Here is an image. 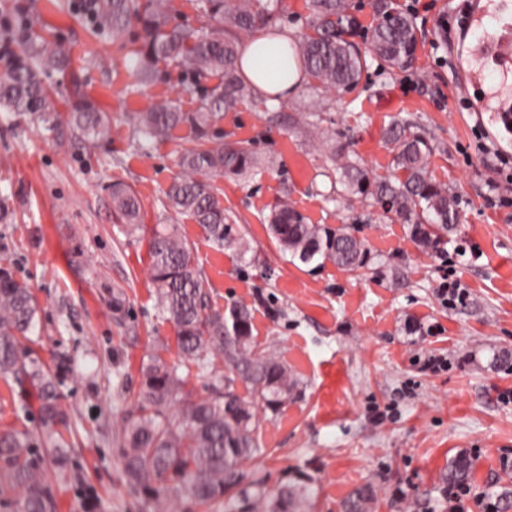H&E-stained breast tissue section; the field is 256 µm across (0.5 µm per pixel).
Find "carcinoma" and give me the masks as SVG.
Returning <instances> with one entry per match:
<instances>
[{"label": "carcinoma", "mask_w": 512, "mask_h": 512, "mask_svg": "<svg viewBox=\"0 0 512 512\" xmlns=\"http://www.w3.org/2000/svg\"><path fill=\"white\" fill-rule=\"evenodd\" d=\"M307 7L310 33L298 44L297 55L317 94L324 97L355 87L370 68V58L391 71L413 66L418 50L415 23L392 0H373L376 25L364 47L352 40L359 24L350 0H308ZM88 10L98 35H119L131 21L137 22L143 68L135 77L145 79L151 75V64L168 61L195 83L208 74L217 78L215 85L201 88L200 104L192 111L167 100L154 103L140 114L138 131L145 140L166 139L181 127L193 132L195 146L180 156V173L164 192L165 207L199 224L215 249L245 255L250 244L236 225L228 223L212 181L224 175H250L262 161L249 144L224 141L214 125L219 113L234 111L245 101L265 104L238 73L237 46L241 37L272 24L281 10L280 0H197L202 25L195 30L170 23L167 0H95ZM67 67L65 48L56 37L33 36L23 27L14 30L0 46V108L55 126L58 99L45 77ZM68 104L69 123L81 143L100 146L110 141L108 116L76 82ZM386 140L401 172L392 179L370 177L346 146L330 148L328 170L341 186L337 195L381 204L409 226L410 238L420 248L437 251L458 226L457 196L430 175L428 160L434 146L424 135L396 121L387 129ZM110 198L113 217L124 231L132 235L141 229L136 191L116 182ZM269 231L292 263L331 262L346 271L368 263L363 240L343 228L308 223L286 196L271 212ZM149 257L156 308L175 328L180 361L170 363L156 354L141 365L135 411L125 419L120 448L128 489L152 502L185 499L209 508L222 501L230 512H256L263 504L268 512H305L307 486H286L268 502L263 481L250 478L244 468V462L260 452L253 436L259 426L255 406L277 412L298 390V381L274 352L254 345L248 306L233 304L219 310L209 305L195 250L175 227L153 230ZM108 303L112 318L123 322V292L112 290ZM36 315L37 303L28 286L9 265H0V375L29 380L39 402L36 430H0V488L16 492L13 512H54L46 456L54 455L60 466L68 460L63 433L69 411L56 381L61 367L31 357V350L22 346ZM217 359L222 364L218 370L212 368ZM191 364L212 369L210 394L171 417L168 406L184 394L179 369ZM241 386L251 400L240 396ZM472 466L465 456L454 459L443 481L465 486ZM373 496L370 487L357 491L345 501V512H369Z\"/></svg>", "instance_id": "cac0c4a2"}]
</instances>
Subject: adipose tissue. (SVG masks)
Instances as JSON below:
<instances>
[{"instance_id":"ef3b65f1","label":"adipose tissue","mask_w":512,"mask_h":512,"mask_svg":"<svg viewBox=\"0 0 512 512\" xmlns=\"http://www.w3.org/2000/svg\"><path fill=\"white\" fill-rule=\"evenodd\" d=\"M240 71L258 94L287 99L305 79L296 55V36L285 29L272 35L257 31L240 51Z\"/></svg>"}]
</instances>
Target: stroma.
Returning <instances> with one entry per match:
<instances>
[{
    "label": "stroma",
    "mask_w": 512,
    "mask_h": 512,
    "mask_svg": "<svg viewBox=\"0 0 512 512\" xmlns=\"http://www.w3.org/2000/svg\"><path fill=\"white\" fill-rule=\"evenodd\" d=\"M464 8L470 20L462 27ZM413 18L412 69L389 74L373 65L355 88L324 98L304 84L275 107L296 117L320 113L326 135L379 178L394 171L387 128L409 123L434 146L433 178L458 196L457 232L429 254L381 205L330 201L321 141L246 102L221 113L216 127L225 140L250 142L263 166L214 182L250 243L242 258L215 251L198 224L163 208L178 158L194 145L189 129L155 142L137 132L138 113L156 100L198 107L181 70L157 63L153 80L135 84L137 25L104 37L79 0H0L1 22L59 31L73 73L112 126L111 142L92 148L77 142L67 120L50 130L37 117L0 111V198L10 207L0 221V261L37 300V355L66 365L59 391L70 409V453L53 476L58 512H158L129 492L119 461L141 364L160 351L178 359L148 274L158 224L175 226L193 246L213 308L248 305L255 344L275 351L300 382L278 412L258 414L261 451L245 467L267 495L305 481L314 490L311 512H343L350 493L370 487L372 512H451L441 472L460 454L475 461L460 490L465 512H486L483 494L512 485V372L493 364L512 356V133L497 112L512 103V70L485 51L512 31V0H420ZM116 181L140 195V235L126 236L112 218L108 187ZM285 194L309 223L344 225L363 239L366 267L289 262L266 221ZM455 283L466 302L443 301L441 288ZM112 288L126 297L121 324L107 304ZM438 358L445 366L435 367ZM30 389L0 378V426L36 427Z\"/></svg>",
    "instance_id": "1"
}]
</instances>
